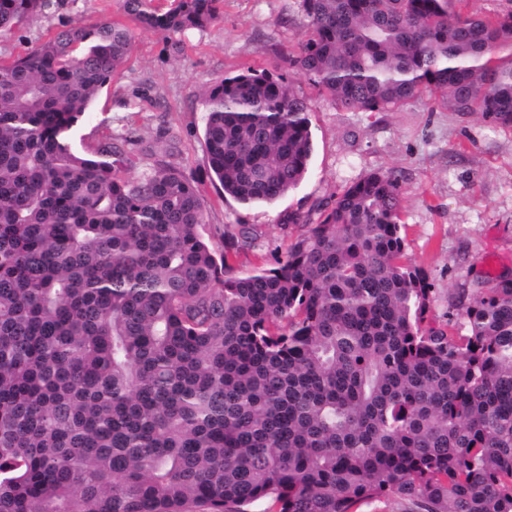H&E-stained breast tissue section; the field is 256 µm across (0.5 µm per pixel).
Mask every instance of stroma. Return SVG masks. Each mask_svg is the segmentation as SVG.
Here are the masks:
<instances>
[{"mask_svg":"<svg viewBox=\"0 0 512 512\" xmlns=\"http://www.w3.org/2000/svg\"><path fill=\"white\" fill-rule=\"evenodd\" d=\"M117 9V0H52L35 19L0 32V59L38 46L62 26L116 16ZM302 22L298 0H224L222 18L185 36L179 55L167 51L163 34L135 29L122 75L99 92L70 141L86 153L109 137L123 138L132 176L159 160L181 169L206 202V239L219 249L238 242L231 267L240 277L284 258L306 219H318L319 205L333 202L347 185L373 172H395L405 255L427 274L432 323L444 326L488 275L512 277V128L428 98L391 112L336 109L288 65ZM250 70L283 75L310 103L308 171L270 204L224 196L207 171L201 93Z\"/></svg>","mask_w":512,"mask_h":512,"instance_id":"1","label":"stroma"}]
</instances>
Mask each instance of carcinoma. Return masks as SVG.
I'll return each mask as SVG.
<instances>
[{"label":"carcinoma","mask_w":512,"mask_h":512,"mask_svg":"<svg viewBox=\"0 0 512 512\" xmlns=\"http://www.w3.org/2000/svg\"><path fill=\"white\" fill-rule=\"evenodd\" d=\"M299 0L289 65L336 105L440 94L512 127V0ZM223 0H119L0 62V512H512V278L444 327L405 261L400 183L346 187L284 259L245 277L205 201L159 162L69 133L121 74L133 27L169 52ZM51 0H0V29ZM207 162L242 204L304 178L307 100L251 70L203 93Z\"/></svg>","instance_id":"1"}]
</instances>
